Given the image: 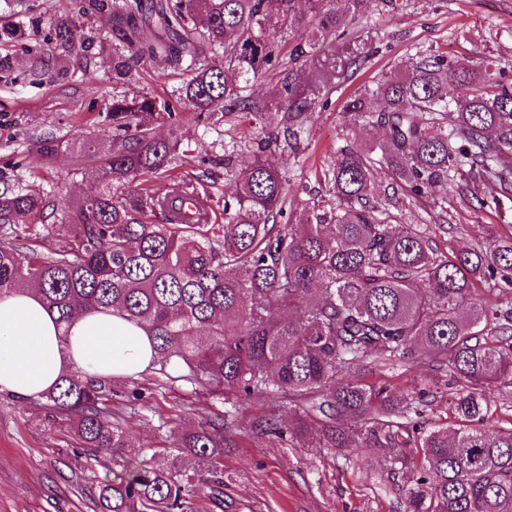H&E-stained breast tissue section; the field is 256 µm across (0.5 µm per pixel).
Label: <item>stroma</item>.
<instances>
[{
    "instance_id": "35a3bbf8",
    "label": "stroma",
    "mask_w": 512,
    "mask_h": 512,
    "mask_svg": "<svg viewBox=\"0 0 512 512\" xmlns=\"http://www.w3.org/2000/svg\"><path fill=\"white\" fill-rule=\"evenodd\" d=\"M397 9L382 0H366L360 18L344 40L335 35L309 40L304 29L278 34L279 62L265 69L251 92L255 99H276L280 81L292 67L296 45L311 44L314 54L337 50L365 55L366 61L345 80L325 81L321 101L309 113L297 145L269 148L266 157L284 169L288 198L286 217L296 221L306 207L327 200L326 173L337 153L350 144H369L386 137L384 129L350 121L347 102L379 80L399 75L418 56L442 55L474 66L492 65L512 75V0H397ZM93 42L87 53L70 57L69 80L57 84L25 79L27 60L14 50L12 76L0 77V184L40 192L53 204L85 197L96 187L90 171L71 152L48 160L32 151L40 136L85 142L112 137L101 114L113 96L149 95L168 103L174 118L160 125L164 138L180 143L175 176L191 179L212 197L211 221H224V198L235 183L224 174V156L236 165L253 156L255 142L282 131V113L266 114L263 128L247 131L230 115L205 121L179 100L177 90L190 77L183 67L145 62L124 82L112 78V34L96 14L83 18ZM444 216L437 233L439 247H462L486 238L488 232L512 234V202L477 212L442 188L408 204L398 224L432 223ZM427 361L413 366L397 362L382 372L365 368L360 377L398 393L419 385ZM108 407L114 419L134 438L143 457L173 447L181 431L220 412L234 447L224 451L223 512H404L401 480L388 475L376 449L294 448L273 439H255L250 426L257 416L277 412L292 416L278 399L258 397L234 406L206 397L185 382L170 381L159 366L121 380H109ZM67 424L52 418L43 399L21 401L0 393V512H96L102 467Z\"/></svg>"
}]
</instances>
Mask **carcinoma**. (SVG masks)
<instances>
[{"label": "carcinoma", "instance_id": "carcinoma-1", "mask_svg": "<svg viewBox=\"0 0 512 512\" xmlns=\"http://www.w3.org/2000/svg\"><path fill=\"white\" fill-rule=\"evenodd\" d=\"M0 2L19 18L0 24V49L23 46L28 29L48 25L43 45L29 50L35 81L63 80V59L88 43L80 18L94 10L114 37L115 78L147 60L184 65L192 76L178 96L199 117L235 114L253 127L265 105L247 93L248 76L278 56L274 36L306 24L340 35L364 0H347L348 15L315 0L309 21L294 0H79L77 11L46 21L29 0ZM364 61L333 55L315 68L340 77ZM313 92L291 73L281 81L277 106L287 112L289 147L302 115L315 108ZM375 99L384 109L372 108ZM346 114L389 136L340 151L327 172L332 202L306 208L297 224L276 223L285 177L263 158L269 136L238 169L224 223L208 224L180 217L184 195L211 207V196L192 184L174 180L162 192L136 185L166 177L178 157V142L154 136L172 112L148 95L112 97L103 115L112 140L83 142L78 151L97 191L60 205L58 249L39 252L8 236L47 203L33 190H0V295L35 287L67 325L88 311L118 312L151 332L171 381L232 404L273 396L300 408L286 426L274 414L255 418L256 438L378 449L386 470L404 479L406 512H512V426L485 428L491 392L512 393V298L501 299L512 294V235L442 253L428 225L389 224L388 188L374 176L386 168L409 199L445 185L478 210L512 200V78L420 56L402 75L351 98ZM74 145L63 137L34 141L45 160ZM157 213L164 223L147 220ZM421 357L432 374L398 400L358 377L368 365ZM107 392L105 381L70 372L44 394L101 459L99 512H192L195 494L224 508V449L233 439L222 413L145 460L102 407ZM438 393L453 424L412 422L410 406ZM317 413L313 426L308 419Z\"/></svg>", "mask_w": 512, "mask_h": 512}]
</instances>
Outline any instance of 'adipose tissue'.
<instances>
[{
  "label": "adipose tissue",
  "mask_w": 512,
  "mask_h": 512,
  "mask_svg": "<svg viewBox=\"0 0 512 512\" xmlns=\"http://www.w3.org/2000/svg\"><path fill=\"white\" fill-rule=\"evenodd\" d=\"M154 360L148 330L119 314L86 312L64 326L34 291L0 296V392L36 398L65 372L125 378Z\"/></svg>",
  "instance_id": "obj_1"
}]
</instances>
